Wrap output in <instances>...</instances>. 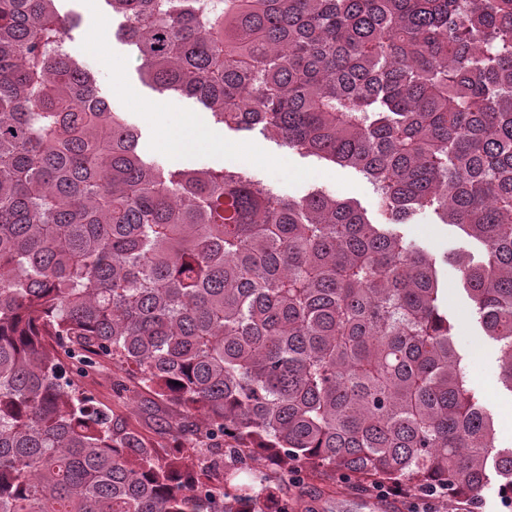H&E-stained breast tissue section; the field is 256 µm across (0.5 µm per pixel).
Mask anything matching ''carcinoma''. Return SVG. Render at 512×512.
<instances>
[{
  "instance_id": "obj_1",
  "label": "carcinoma",
  "mask_w": 512,
  "mask_h": 512,
  "mask_svg": "<svg viewBox=\"0 0 512 512\" xmlns=\"http://www.w3.org/2000/svg\"><path fill=\"white\" fill-rule=\"evenodd\" d=\"M56 2L0 0V512H269L288 475L224 460L271 455L512 489L437 261L397 230L429 213L482 247L453 262L512 392V0H105L153 87L360 171L384 224L147 159ZM105 363L179 408L177 447L82 387Z\"/></svg>"
}]
</instances>
